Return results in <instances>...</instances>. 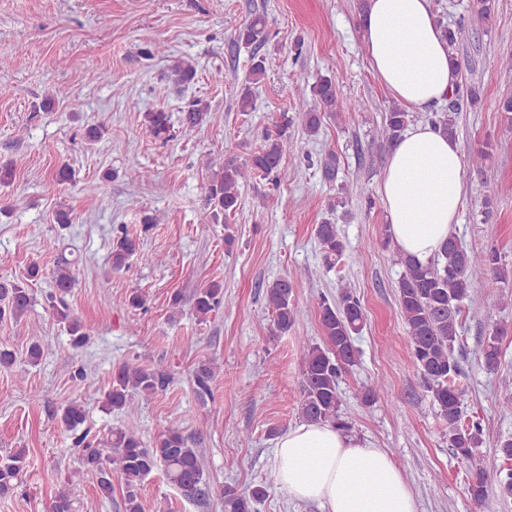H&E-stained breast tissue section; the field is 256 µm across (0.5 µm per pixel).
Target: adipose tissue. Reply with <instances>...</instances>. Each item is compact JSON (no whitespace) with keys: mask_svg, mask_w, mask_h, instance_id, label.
Here are the masks:
<instances>
[{"mask_svg":"<svg viewBox=\"0 0 512 512\" xmlns=\"http://www.w3.org/2000/svg\"><path fill=\"white\" fill-rule=\"evenodd\" d=\"M360 24L370 66L398 104L422 110L455 90L459 71L431 0H367ZM462 186L456 138L430 123L405 131L389 153L380 189L399 253L425 262L438 251L458 221ZM273 459L277 485L321 512H418L390 456L331 425L289 429Z\"/></svg>","mask_w":512,"mask_h":512,"instance_id":"adipose-tissue-1","label":"adipose tissue"}]
</instances>
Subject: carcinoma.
I'll list each match as a JSON object with an SVG mask.
<instances>
[{
	"label": "carcinoma",
	"instance_id": "obj_1",
	"mask_svg": "<svg viewBox=\"0 0 512 512\" xmlns=\"http://www.w3.org/2000/svg\"><path fill=\"white\" fill-rule=\"evenodd\" d=\"M267 40V20L261 13L252 16L237 35L238 45L255 51L263 47ZM265 73V59L251 56L249 75L237 92L240 111H251L252 86L261 82ZM196 75V67L190 62L181 61L171 68V76L178 84L189 85ZM481 96V88L474 84L456 88L448 98V109L437 115L435 124L443 132L455 135L456 115L464 108L479 105ZM294 97L297 100L295 114L281 113L274 130L265 134L263 145L254 152L250 166L255 172L268 177L277 174L288 149L290 129L295 119H301L307 134L315 136L325 118L336 117L346 121L352 118L353 113L360 111V106L353 100L338 106L336 85L329 77H321L309 86H295ZM213 121L214 113L199 99L188 102L181 112V127L187 131L199 129ZM409 122L410 113L401 105L393 104L377 129V140L388 147L394 146ZM145 125L153 137L170 138L168 113L162 110L146 113ZM244 178L245 172L240 165L232 159L225 161L222 172L215 174L207 187V201L213 215L234 214L240 209V186ZM314 233L326 266L332 267L342 260L345 245L337 225L329 222L317 224ZM138 252L139 239L129 236L122 228L116 229L112 238V264L121 267ZM399 264L403 273L398 281L397 305L407 328L410 357L425 391L437 407L439 417L448 426V448L455 457L471 460L483 444V428L478 420L463 421V391L457 385L462 368L454 354L459 337V314L461 305L471 300L474 276L490 273L505 279L507 273L499 266L496 251L469 250L454 236L443 243L428 263L422 264L401 255ZM38 277L39 268L32 266L27 271L26 281L0 283V319L6 316L18 319L28 312L31 297L27 281ZM74 286L75 279L65 262L54 274L53 288L57 295L63 296L71 292ZM294 288L295 279L288 276L278 277L266 285L265 297L272 308L271 331L275 335L287 333L294 324ZM223 302L224 284L213 280L197 291L194 312L205 320ZM51 307L59 321L67 324L71 344L75 347L85 344L88 335L80 323L71 318L66 305L53 302ZM316 308L320 311L323 344L308 339L299 342L303 359L300 413L306 421L328 423L348 432L352 429V421L341 410L340 381L357 361L354 336L363 328L364 313L359 299L349 288L342 289L334 300L319 295ZM504 335V329H494L481 350V365L490 374L498 372L500 368L498 343ZM219 371L220 367L211 362L193 372L192 386L198 397L211 395V384ZM170 384L171 375L163 368L123 364L116 369L109 388L103 394L102 409L132 416L138 410L136 397L162 394ZM385 390L384 380L369 382L362 387L360 401L370 405L384 395ZM60 420L72 433L75 446L85 448L84 465L95 473L100 497L112 499V470L116 469L122 475L125 512H144L141 487L146 478L158 470L187 499L194 500L209 494L202 456L190 445L189 437L177 425H168L150 446L134 432L115 428L105 441L112 448V455L109 456L87 442L88 432L82 429L86 409L82 405L76 402L61 405ZM26 465L27 453L23 448L0 455V496L10 495L17 490L19 475ZM494 491L504 498L512 496V469L497 471L493 482L489 480L485 468L480 466L470 470L468 492L476 505H482ZM217 496L223 512H258V505L267 497V488L257 485L241 492L231 485H225L217 490ZM47 512H72L70 493L64 489L58 490L49 502Z\"/></svg>",
	"mask_w": 512,
	"mask_h": 512
}]
</instances>
